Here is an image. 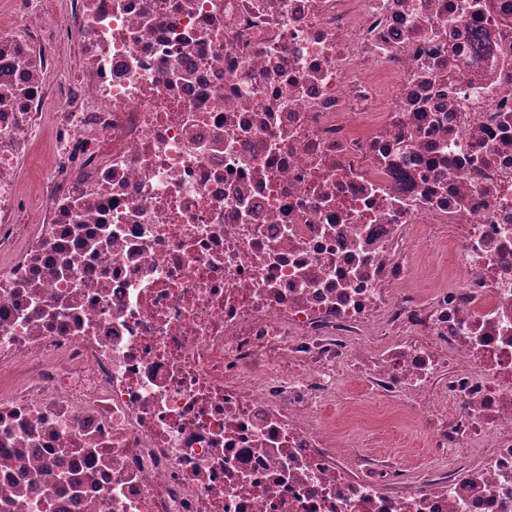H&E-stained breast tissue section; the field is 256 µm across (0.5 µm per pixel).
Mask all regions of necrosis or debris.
Instances as JSON below:
<instances>
[{"mask_svg":"<svg viewBox=\"0 0 512 512\" xmlns=\"http://www.w3.org/2000/svg\"><path fill=\"white\" fill-rule=\"evenodd\" d=\"M346 378L434 464L337 452ZM0 512H512V0L21 7ZM417 273L413 287L420 294H426L432 288H439L448 285L457 278L454 269L448 263V242L446 243V254L437 260H430L425 252L416 250Z\"/></svg>","mask_w":512,"mask_h":512,"instance_id":"obj_1","label":"necrosis or debris"}]
</instances>
